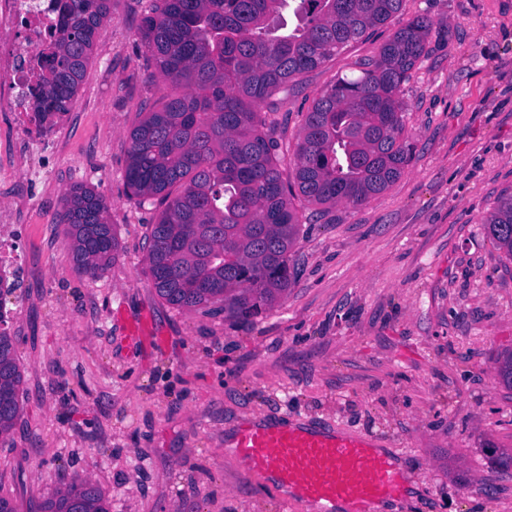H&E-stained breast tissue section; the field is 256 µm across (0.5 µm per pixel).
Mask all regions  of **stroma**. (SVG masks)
<instances>
[{"label": "stroma", "instance_id": "35a3bbf8", "mask_svg": "<svg viewBox=\"0 0 512 512\" xmlns=\"http://www.w3.org/2000/svg\"><path fill=\"white\" fill-rule=\"evenodd\" d=\"M147 0H112L47 174L0 181L17 211L24 286L6 296L24 372L22 412L0 442V496L36 512L72 476L111 512H282V491L229 450L259 420L380 438L414 488L388 512H512V258L484 222L512 193V0H404L400 15L263 107L283 172L303 118L408 20L433 28L404 86L413 145L401 176L360 205L296 198L288 289L260 315L177 308L151 284L159 207L125 185L130 132L173 92L138 29ZM102 196L116 261L80 275L59 200Z\"/></svg>", "mask_w": 512, "mask_h": 512}]
</instances>
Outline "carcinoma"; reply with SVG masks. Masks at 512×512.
I'll return each instance as SVG.
<instances>
[{
	"mask_svg": "<svg viewBox=\"0 0 512 512\" xmlns=\"http://www.w3.org/2000/svg\"><path fill=\"white\" fill-rule=\"evenodd\" d=\"M112 0H63L59 37L35 95L39 128L68 112ZM403 0H150L139 29L155 70L181 94L154 104L130 133L127 190L164 205L148 235L153 288L166 303L255 316L288 290L301 217L290 196L358 205L385 191L411 155L404 84L432 28L417 16L359 74L337 79L306 113L284 179L261 105L402 11ZM297 20L288 26L285 14ZM104 199L82 185L64 195L77 270L110 265L117 242ZM512 257V194L485 221ZM23 371L0 310V438L19 418ZM42 512H109L99 489L74 477Z\"/></svg>",
	"mask_w": 512,
	"mask_h": 512,
	"instance_id": "obj_1",
	"label": "carcinoma"
}]
</instances>
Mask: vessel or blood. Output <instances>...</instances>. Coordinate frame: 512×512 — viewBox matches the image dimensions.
I'll use <instances>...</instances> for the list:
<instances>
[{
    "label": "vessel or blood",
    "instance_id": "vessel-or-blood-1",
    "mask_svg": "<svg viewBox=\"0 0 512 512\" xmlns=\"http://www.w3.org/2000/svg\"><path fill=\"white\" fill-rule=\"evenodd\" d=\"M375 445L368 434L277 425L245 426L234 439L251 473L273 478L293 501L319 512H333L339 501L350 504L353 512H374L379 501L402 495L403 472Z\"/></svg>",
    "mask_w": 512,
    "mask_h": 512
}]
</instances>
